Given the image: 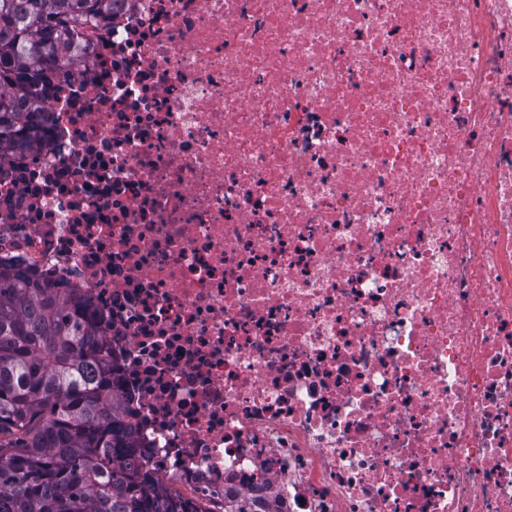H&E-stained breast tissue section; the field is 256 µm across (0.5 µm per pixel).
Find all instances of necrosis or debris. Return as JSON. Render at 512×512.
<instances>
[{
  "instance_id": "obj_1",
  "label": "necrosis or debris",
  "mask_w": 512,
  "mask_h": 512,
  "mask_svg": "<svg viewBox=\"0 0 512 512\" xmlns=\"http://www.w3.org/2000/svg\"><path fill=\"white\" fill-rule=\"evenodd\" d=\"M0 160L165 487L512 512V0H123Z\"/></svg>"
}]
</instances>
